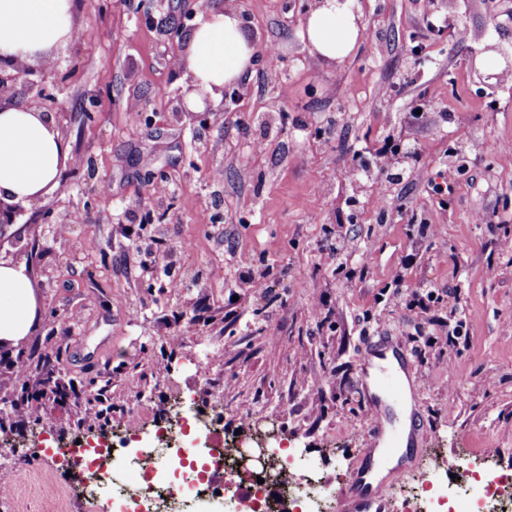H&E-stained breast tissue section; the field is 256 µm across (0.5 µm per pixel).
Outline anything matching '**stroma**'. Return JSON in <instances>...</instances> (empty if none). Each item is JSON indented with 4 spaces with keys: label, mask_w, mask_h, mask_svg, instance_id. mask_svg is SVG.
Returning a JSON list of instances; mask_svg holds the SVG:
<instances>
[{
    "label": "stroma",
    "mask_w": 512,
    "mask_h": 512,
    "mask_svg": "<svg viewBox=\"0 0 512 512\" xmlns=\"http://www.w3.org/2000/svg\"><path fill=\"white\" fill-rule=\"evenodd\" d=\"M310 2L233 0L255 66L202 124L177 115L189 85L168 63L186 50L166 35L184 0H152L148 21L128 0H73L95 40L56 52L54 121L83 165L12 226L14 260L42 297L33 334L0 350V489L13 512H43L67 481L32 446L99 433L136 406L148 425L178 403L255 441L263 414H278L284 447L339 492L367 462L370 397L356 377L380 333L408 350L427 420L403 478L381 483L386 512L412 507L432 462L444 480L466 459L512 466V264L497 248L512 238V153L496 149L512 142V77L478 79L489 45L512 51V22L500 0H435L432 27L420 0H362L359 44L330 66L300 36ZM272 67L288 97L266 82ZM453 144L467 149L465 175ZM383 150L413 175L371 208ZM152 176L174 194L153 196ZM431 178L451 194H433ZM478 212L490 223H473ZM340 237L345 256L327 265ZM157 248L172 254L168 274L148 265ZM252 270L264 288L243 283ZM26 393L38 409L21 421Z\"/></svg>",
    "instance_id": "obj_1"
}]
</instances>
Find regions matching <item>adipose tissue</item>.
Returning a JSON list of instances; mask_svg holds the SVG:
<instances>
[{"label":"adipose tissue","instance_id":"1","mask_svg":"<svg viewBox=\"0 0 512 512\" xmlns=\"http://www.w3.org/2000/svg\"><path fill=\"white\" fill-rule=\"evenodd\" d=\"M361 26L334 0L310 11L301 36L329 65L355 49ZM72 0H0V58L29 63L52 57L74 39ZM255 64L235 6L200 13L179 66L193 89L219 101L224 85L240 82ZM71 155L53 119L25 106L0 108V198L23 204L48 194ZM40 321L35 285L20 265L0 260V348L17 346Z\"/></svg>","mask_w":512,"mask_h":512}]
</instances>
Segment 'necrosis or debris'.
<instances>
[{
    "label": "necrosis or debris",
    "instance_id": "obj_1",
    "mask_svg": "<svg viewBox=\"0 0 512 512\" xmlns=\"http://www.w3.org/2000/svg\"><path fill=\"white\" fill-rule=\"evenodd\" d=\"M220 416L203 410L154 426L143 436V422H124V437L74 442L66 461L74 478L60 489L54 508L68 505L77 512H165L168 503L189 502L190 512H222L230 492L229 478L246 476L248 489L238 495L242 512H271L272 501L283 497L288 512H324L325 486L297 484L298 463L282 460L276 480L265 477L244 450L230 451L218 441ZM134 470L144 481L141 501L128 502L123 485L110 481L113 472ZM454 485L426 476L415 496L428 512H508L512 499V467L459 466Z\"/></svg>",
    "mask_w": 512,
    "mask_h": 512
}]
</instances>
